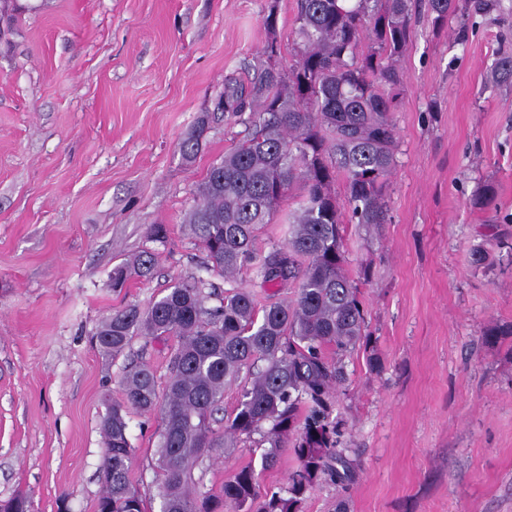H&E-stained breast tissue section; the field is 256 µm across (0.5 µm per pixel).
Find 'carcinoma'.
<instances>
[{
  "label": "carcinoma",
  "instance_id": "1",
  "mask_svg": "<svg viewBox=\"0 0 512 512\" xmlns=\"http://www.w3.org/2000/svg\"><path fill=\"white\" fill-rule=\"evenodd\" d=\"M426 8L436 29L461 10L489 12L496 0H298L294 60L282 65L277 15L264 18L268 39L254 81L229 80L218 109L231 117L251 114L246 135L213 162L197 185L186 224L207 253L203 272L180 278L169 292L141 306L114 308L93 335L99 351L114 359L137 336L174 337L168 376L159 386L154 370L132 361L122 368L123 398L102 418V492L95 512H151L131 479L138 449L130 441L133 411L161 419L155 477L159 512H302L305 495L320 479L345 484L354 468L339 448L331 419L345 380L342 358L368 347L357 276L348 270V224L386 223L385 200L395 166L394 111L404 87L399 61L412 16ZM491 80L512 85V54L499 56ZM207 131L200 120L182 140L186 161L196 159ZM343 178L345 192L334 185ZM302 193L288 214L284 240L257 247L294 186ZM471 206L495 208L487 185ZM157 254L146 249L112 270V288L131 279L149 281ZM251 272L261 288H294L293 297L267 295L259 303L240 286ZM224 280L217 290L212 277ZM216 304L211 305L209 301ZM242 382L237 406L224 428L211 426L224 390ZM261 449L260 468L250 462L224 481L222 494L193 488L192 470L241 440ZM297 467L287 485L261 489L260 475L277 467L284 450ZM0 512H31L17 493L0 500Z\"/></svg>",
  "mask_w": 512,
  "mask_h": 512
}]
</instances>
